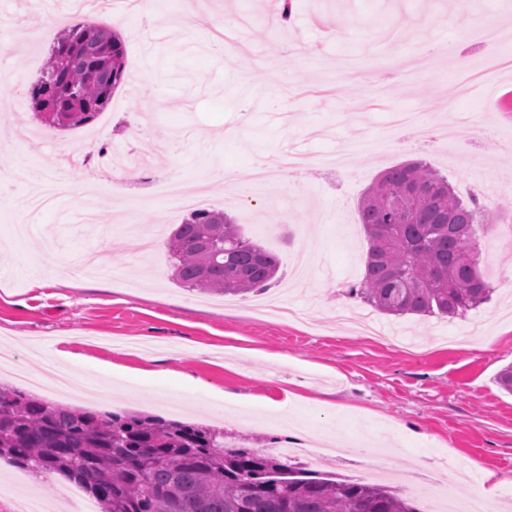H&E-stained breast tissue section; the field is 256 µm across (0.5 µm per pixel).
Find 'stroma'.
Listing matches in <instances>:
<instances>
[{
	"label": "stroma",
	"mask_w": 512,
	"mask_h": 512,
	"mask_svg": "<svg viewBox=\"0 0 512 512\" xmlns=\"http://www.w3.org/2000/svg\"><path fill=\"white\" fill-rule=\"evenodd\" d=\"M175 8V0H165L148 28L115 23L128 77L91 126L63 130L46 128L29 98L63 17L48 0H0V145L38 159L45 175L64 177L74 189L33 217L28 185L0 196V347L28 369L33 356L54 349L81 357L68 366L69 392L31 384L27 393L90 411L206 423L255 449L286 435L270 408L283 402L296 420L348 439L335 477L368 481L373 455L383 453L398 471L390 486L416 499L421 512L435 506L447 479L466 496L492 477L495 500L512 502V394L496 381L512 364V112L496 108L497 100H512V75L493 77L496 94L483 86L459 95L453 116L441 110L455 84L448 48L467 42L477 25L512 23V0H480L468 10L449 0H295L285 33L272 20L275 0H209L187 28L173 23ZM220 16L248 22L218 40L212 25ZM340 16L348 24L339 33ZM31 27L43 33L29 44L24 33ZM426 43L441 54L396 87L389 110L375 108L368 72L392 71L397 58L416 56ZM339 54L351 58L353 76L324 70L323 61ZM425 102L435 106L427 120L448 127V137L417 149L388 143L390 112H417ZM476 118L490 130L479 141ZM21 120L30 135L17 145L12 134ZM171 139L175 154L158 155V145ZM91 143L131 151V166H151L128 197H97L93 226L78 210L103 170L58 163L62 151ZM349 143L360 146L349 171L321 167V158ZM464 143L485 159L483 171L456 155ZM299 149L303 165L248 206L237 202V188L210 181L216 171L250 166L258 154ZM416 159L446 175L461 198L477 195L493 222L483 240L494 250L480 255L492 297L462 318L388 315L344 294L364 273L361 197L383 170ZM170 175L191 184L198 207L224 211L246 237L275 252L282 275L305 250L313 260L311 286L224 297L175 284L165 240L186 212L155 195L157 179ZM142 197L153 205L131 210V200ZM23 217L33 226L26 237L16 233ZM137 227L157 231L145 258L136 252ZM90 249L105 250L106 273L80 271ZM46 261L69 268L68 285L29 287L25 269ZM282 296L310 313L314 325L261 313L266 298ZM362 314L412 336L418 353L355 333L351 321ZM238 394L252 395L251 406L240 407ZM65 485L61 476L44 482L1 461L0 512H15L23 497L42 501L47 512H81V500L63 497Z\"/></svg>",
	"instance_id": "obj_1"
}]
</instances>
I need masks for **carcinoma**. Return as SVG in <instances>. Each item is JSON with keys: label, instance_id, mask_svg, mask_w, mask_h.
Listing matches in <instances>:
<instances>
[{"label": "carcinoma", "instance_id": "cac0c4a2", "mask_svg": "<svg viewBox=\"0 0 512 512\" xmlns=\"http://www.w3.org/2000/svg\"><path fill=\"white\" fill-rule=\"evenodd\" d=\"M30 89L49 125L89 124L126 78L120 36L93 24L65 29ZM369 248L359 286L389 315L462 317L490 299L479 234L491 228L478 197L461 199L423 161L380 174L359 204ZM172 280L219 295L263 293L279 281L277 254L242 235L220 210L195 209L167 241ZM0 461L60 474L99 512H422L374 483L297 469L273 454L224 447V430L138 414L96 413L0 385Z\"/></svg>", "mask_w": 512, "mask_h": 512}]
</instances>
